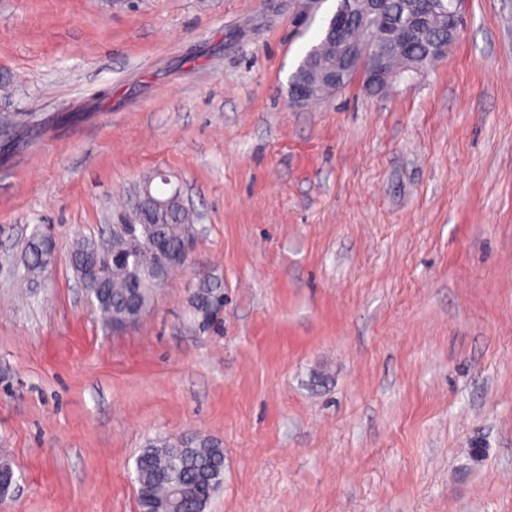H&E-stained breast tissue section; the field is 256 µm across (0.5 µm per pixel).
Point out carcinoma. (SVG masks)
Segmentation results:
<instances>
[{"mask_svg":"<svg viewBox=\"0 0 512 512\" xmlns=\"http://www.w3.org/2000/svg\"><path fill=\"white\" fill-rule=\"evenodd\" d=\"M413 0H385L383 21L402 29L408 24ZM422 7L430 13L429 23L416 30L400 50L384 40L379 24L358 18L350 21L344 38L361 40L368 52L362 61L363 72L370 70L372 58L386 54L395 68L415 67L422 71L436 64L445 50L457 40V31L445 25L448 0H427ZM332 37L323 29L316 44L303 56L291 76L297 82L305 62L316 52L333 53ZM167 211L158 224H129L122 232L112 233L106 243L90 239L74 241L70 263L76 275L85 268L97 269V277L87 281L88 295L105 322L114 328L146 312L154 293L168 276L183 265L181 260L185 233L193 223L190 211L164 195ZM42 235H33L26 244L19 280L31 283L51 267L54 251L45 250ZM224 297L223 280L206 276L193 289L189 303L202 327L210 325L208 312ZM139 512H204L212 497L224 485V448L219 442L200 435H187L175 442L167 439L150 441L136 460Z\"/></svg>","mask_w":512,"mask_h":512,"instance_id":"1","label":"carcinoma"}]
</instances>
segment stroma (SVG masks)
<instances>
[{"label": "stroma", "mask_w": 512, "mask_h": 512, "mask_svg": "<svg viewBox=\"0 0 512 512\" xmlns=\"http://www.w3.org/2000/svg\"><path fill=\"white\" fill-rule=\"evenodd\" d=\"M337 4L0 0V512H139L138 455L191 432L224 449L205 512H512V0H465L414 83L294 105ZM159 172L198 234L114 330L70 244ZM41 240H44L42 235L37 233L27 241L21 265L22 271L19 273V280L22 282L32 283L40 273L45 272L52 265L53 243L51 250L47 252ZM221 298H224L223 280L215 276H206L201 280V286L193 289L189 303L194 317L202 328L212 322L208 312Z\"/></svg>", "instance_id": "obj_1"}]
</instances>
